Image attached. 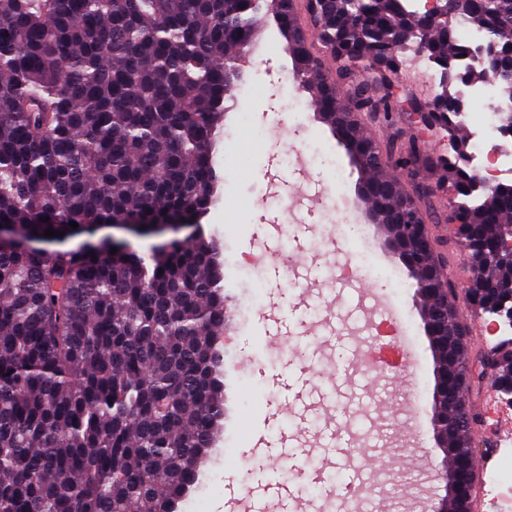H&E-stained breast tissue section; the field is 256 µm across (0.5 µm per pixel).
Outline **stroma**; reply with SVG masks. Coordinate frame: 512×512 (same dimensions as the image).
Instances as JSON below:
<instances>
[{"label": "stroma", "mask_w": 512, "mask_h": 512, "mask_svg": "<svg viewBox=\"0 0 512 512\" xmlns=\"http://www.w3.org/2000/svg\"><path fill=\"white\" fill-rule=\"evenodd\" d=\"M291 69L283 39L275 25H267L215 148L220 198L202 223L233 265L224 280V421L216 442L224 463L208 471L215 489L202 510L232 512L248 486L271 478L312 488L315 474L327 470L339 486L352 464L364 479L351 492L356 501L370 499L379 512H433L446 494L444 454L432 424L436 359L414 278H407L394 303L415 330L416 372L405 387L421 407L420 426L407 427L408 407L398 402L392 371L359 363L348 377L329 376L344 356L377 343L378 329L388 320L377 309L359 320L350 317L354 293L334 299L336 276L357 245L334 237L341 215L327 210V197L346 194L359 223L369 224L379 256L393 266L399 259L381 225L371 220V207L358 192L360 173L346 149L314 110L300 121L289 111ZM303 141L335 157V170L285 165ZM388 171L404 191L427 192L423 216L434 250L454 288H466L473 277L467 254L455 243L451 224L432 212L447 203V182L435 170L413 177L392 164ZM357 406L367 417L352 427L357 444L351 457L314 446L312 435L327 415ZM471 437L488 461L486 480H493L512 443V425L491 431L477 425Z\"/></svg>", "instance_id": "obj_1"}]
</instances>
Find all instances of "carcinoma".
<instances>
[{
  "label": "carcinoma",
  "instance_id": "obj_1",
  "mask_svg": "<svg viewBox=\"0 0 512 512\" xmlns=\"http://www.w3.org/2000/svg\"><path fill=\"white\" fill-rule=\"evenodd\" d=\"M323 51L341 63L359 111L388 122L383 93L406 46L427 40L451 78L436 120L453 129L442 179L448 221L488 244L483 272L512 289L494 253L512 226V183L472 195L457 81L488 79L512 98L500 64L461 65L446 26L415 28L405 0H304ZM485 38L512 42V0H467ZM274 21L338 139L364 135L296 21V0H0V512H175L224 419V258L203 234L148 256L111 247L49 250L97 227L155 230L205 213L218 195L213 152L237 100L261 22ZM427 162L412 137L398 165ZM371 208L422 223L419 195L380 172ZM76 222L74 230L70 222ZM65 235L44 236L48 229Z\"/></svg>",
  "mask_w": 512,
  "mask_h": 512
}]
</instances>
